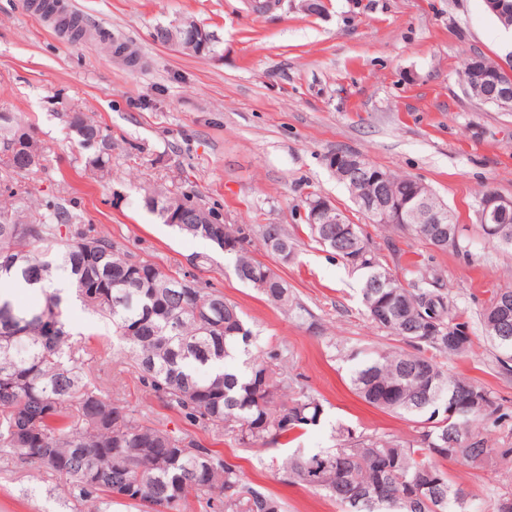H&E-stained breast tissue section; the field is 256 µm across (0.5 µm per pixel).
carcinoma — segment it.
<instances>
[{
	"label": "carcinoma",
	"instance_id": "carcinoma-1",
	"mask_svg": "<svg viewBox=\"0 0 512 512\" xmlns=\"http://www.w3.org/2000/svg\"><path fill=\"white\" fill-rule=\"evenodd\" d=\"M493 80H471L472 63L463 82L481 99L495 84L512 85V64L483 58ZM71 131L86 152L85 164L99 178L109 176L112 155L106 142L93 145L84 136L101 133L80 112ZM44 151L33 129L0 113V169L23 177L42 166ZM385 190L412 200L407 176L378 169ZM191 195L171 196L144 189L143 203L163 222L185 211L191 223L176 224L178 233L224 250L235 276L256 288L276 308L304 317L288 283L249 250L259 234L265 251L284 259L294 244L280 224H209L217 209H184ZM441 251L469 256L470 243L460 237L434 242L436 224H394ZM314 242L359 274L361 301L371 322L407 345L401 350H373L360 359L350 381L366 403L410 417L422 427L418 435L395 440L361 435L340 424L339 447L282 461L272 459L286 480L325 490L345 512H470L467 494L454 487L440 461L454 457L450 442L465 435L463 452L484 468L512 458V448H492L480 428L507 417L486 387L450 376L441 359L469 354L473 341L448 347V339L468 328L458 321L438 279L423 274L406 282L395 278L380 260L359 225L310 224ZM68 274L69 287H40L41 301L14 304L10 290L53 283L56 270ZM191 278L195 288L183 295L172 287ZM112 324V335L91 348L74 340L71 301ZM499 295L479 314L482 337L512 361V325L502 331L497 319ZM255 337L238 306L195 275L178 277L156 263L119 246L112 237L84 224L82 216L56 201L45 203L40 218L0 210V458L24 460L56 478L82 505L98 501L134 505L141 512H284V504L246 482L238 467L221 454L182 433L136 416L112 392L110 379L92 378L89 367L100 351L132 360L139 382L170 410L217 437L242 447L277 445L283 438L320 423L322 400L307 385L288 375L283 351L253 353ZM291 392L286 400L278 393ZM473 395L485 409L467 417L448 415L453 399Z\"/></svg>",
	"mask_w": 512,
	"mask_h": 512
}]
</instances>
